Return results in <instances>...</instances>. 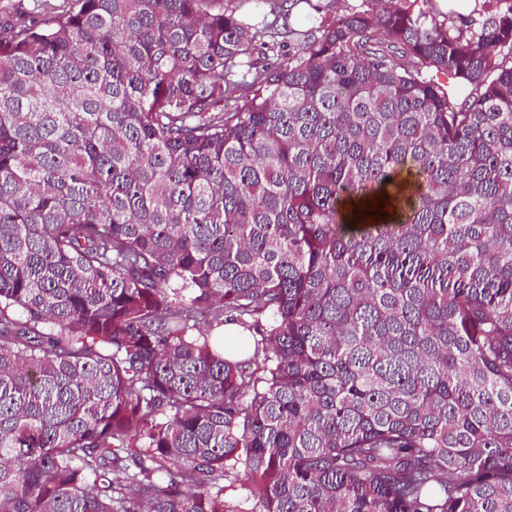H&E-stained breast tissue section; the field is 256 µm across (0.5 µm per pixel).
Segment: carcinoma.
I'll return each mask as SVG.
<instances>
[{"label":"carcinoma","instance_id":"obj_1","mask_svg":"<svg viewBox=\"0 0 512 512\" xmlns=\"http://www.w3.org/2000/svg\"><path fill=\"white\" fill-rule=\"evenodd\" d=\"M287 2L0 20V512H512V0ZM440 1L445 5L444 11L450 13L459 14L461 16L470 14L474 8L476 7V0H428L425 4L426 8L434 13L439 19H442L443 14H439L444 12L440 7ZM224 498L233 504L239 505L245 512H252L255 501L251 497L249 484L242 478L224 481Z\"/></svg>","mask_w":512,"mask_h":512}]
</instances>
